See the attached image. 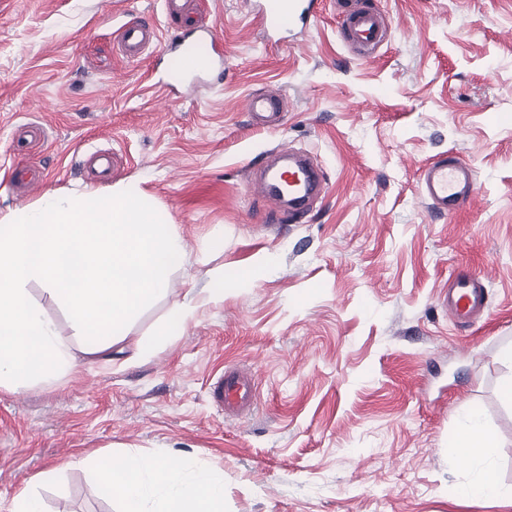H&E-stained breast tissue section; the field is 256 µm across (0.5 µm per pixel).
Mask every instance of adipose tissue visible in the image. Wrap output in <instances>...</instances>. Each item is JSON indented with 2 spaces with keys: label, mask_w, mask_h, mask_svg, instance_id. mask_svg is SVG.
Listing matches in <instances>:
<instances>
[{
  "label": "adipose tissue",
  "mask_w": 512,
  "mask_h": 512,
  "mask_svg": "<svg viewBox=\"0 0 512 512\" xmlns=\"http://www.w3.org/2000/svg\"><path fill=\"white\" fill-rule=\"evenodd\" d=\"M186 259L180 235L156 222L135 188L81 200L48 194L38 206L1 218L0 384L24 387L114 353L130 363L150 357L194 319L201 302L224 300L217 287L202 300L186 295L149 336H130L131 322L166 297ZM35 285L66 308L73 342L63 341L32 302ZM494 444L480 412L467 409L447 448L450 457L482 464L459 489L466 500L512 499V487H503L484 463ZM98 485L104 496L121 500L122 512H149L155 495L162 499L160 512H220L224 502L223 473L200 468L187 476L169 462L144 457L108 458Z\"/></svg>",
  "instance_id": "adipose-tissue-1"
}]
</instances>
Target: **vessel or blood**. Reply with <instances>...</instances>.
I'll return each instance as SVG.
<instances>
[{"mask_svg":"<svg viewBox=\"0 0 512 512\" xmlns=\"http://www.w3.org/2000/svg\"><path fill=\"white\" fill-rule=\"evenodd\" d=\"M247 14L267 29L287 28L290 21L303 19L310 8L304 0H243ZM387 26L377 8L355 0L346 15L342 37L362 57H370L386 38ZM158 29L142 22H129L122 28L121 47L126 58H141L152 44L160 42ZM477 172L455 154H442L424 164L417 186L429 208L441 216L460 212L475 194ZM320 187L319 177L305 159L287 156L285 164L272 171L267 180L266 198L271 211L287 205L296 219H303L307 202ZM487 291L480 276L470 271H454L448 278V292L442 305L452 320L473 323L484 312ZM211 401L223 415L240 416L254 405L256 388L248 371L225 369L208 387Z\"/></svg>","mask_w":512,"mask_h":512,"instance_id":"obj_1","label":"vessel or blood"}]
</instances>
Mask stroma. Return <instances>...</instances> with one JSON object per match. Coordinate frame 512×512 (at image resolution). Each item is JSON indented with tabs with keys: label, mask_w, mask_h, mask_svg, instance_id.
Here are the masks:
<instances>
[{
	"label": "stroma",
	"mask_w": 512,
	"mask_h": 512,
	"mask_svg": "<svg viewBox=\"0 0 512 512\" xmlns=\"http://www.w3.org/2000/svg\"><path fill=\"white\" fill-rule=\"evenodd\" d=\"M372 2L391 35L365 60L333 0L285 43L211 0L224 75L171 101L147 78L188 59L119 51L130 21L183 32L163 0H0V218L50 192L145 193L188 262L134 337L224 270L223 303L147 360L0 387V512L25 491L45 512H121L71 465L112 455L223 473V512H512L460 499L473 470L445 452L479 408L512 486V0ZM261 92L287 98L269 127L243 110ZM284 147L326 190L304 222L269 224L256 173ZM448 151L477 190L438 218L417 173ZM467 265L488 311L458 326L439 297ZM231 366L254 373L257 401L226 418L206 384Z\"/></svg>",
	"instance_id": "obj_1"
}]
</instances>
